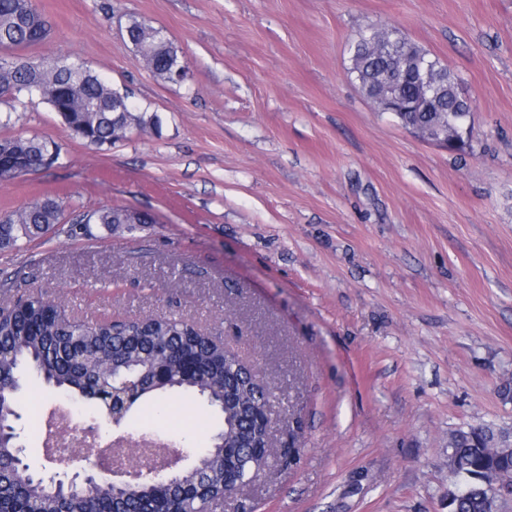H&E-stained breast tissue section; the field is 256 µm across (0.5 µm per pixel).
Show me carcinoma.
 <instances>
[{
  "instance_id": "carcinoma-1",
  "label": "carcinoma",
  "mask_w": 512,
  "mask_h": 512,
  "mask_svg": "<svg viewBox=\"0 0 512 512\" xmlns=\"http://www.w3.org/2000/svg\"><path fill=\"white\" fill-rule=\"evenodd\" d=\"M135 45L142 53L150 74L172 81V67L183 62L179 47L171 40L160 41L155 28L144 19L127 20ZM48 22L33 0H0V51L24 50L43 42ZM386 34L401 44V51L422 75L419 82L396 84L391 91L416 104V111L400 114L403 125L422 126L425 136H446L448 147L462 151L464 132L471 112L469 102L457 95L455 75L439 66L438 60L394 27H371L362 31L350 47L348 74L365 95H376L385 72L384 59L365 41L371 34ZM120 90L107 77L74 59L68 53L50 58L17 55L0 59V96L16 100L22 96L49 104L54 112L65 113L68 127L81 131L95 146L122 139L127 130L157 128L161 119L140 106L127 112L112 111ZM0 149L42 164L59 146L38 137L0 139ZM81 218L110 232L121 226L131 229L126 211L102 207L85 211ZM64 220L62 206L50 199L34 200L0 215V250L16 249L40 238ZM45 301L30 296L0 316V421L13 426L17 417L18 394L30 378L40 379L47 388L61 393L112 422L109 400L119 381H134L136 396L123 417L134 419L143 405L166 412V400H208L205 408L218 422L211 446L195 456L192 466L170 482L146 481L139 488L118 493L109 482L77 485L69 491L55 489L31 471L22 469L15 450L16 440L6 434L0 439V505L14 512H146L162 503L177 512H192L196 497L213 502L224 498V448H240L266 440L252 425L255 412L272 401L273 391L226 358L210 341L194 331L191 324L172 317L142 321L79 322L66 311L50 322L43 319ZM512 434L488 423L469 424L448 438V462L452 471L465 478L459 489L455 512H486L490 490L483 476L501 482L512 480Z\"/></svg>"
}]
</instances>
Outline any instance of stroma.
I'll use <instances>...</instances> for the list:
<instances>
[{"mask_svg":"<svg viewBox=\"0 0 512 512\" xmlns=\"http://www.w3.org/2000/svg\"><path fill=\"white\" fill-rule=\"evenodd\" d=\"M48 38L157 112L159 129L87 145L56 112L0 97V138L57 143V165L0 181V214L60 201L135 230L64 223L0 250V307L39 295L91 321L181 317L273 388L272 464L216 512H448L461 480L448 437L512 430V0H35ZM163 29L188 67L157 81L122 39L128 16ZM392 25L446 64L472 105L451 152L377 109L350 79V46ZM69 408L112 452V427L47 388L17 428L30 458ZM141 427L208 445L199 404L171 397ZM88 217L90 224H99V226L107 232H112V229H118L122 225L125 228L132 229L135 225L130 224L129 216L126 210L102 207L91 211H85L81 215V220Z\"/></svg>","mask_w":512,"mask_h":512,"instance_id":"1","label":"stroma"}]
</instances>
